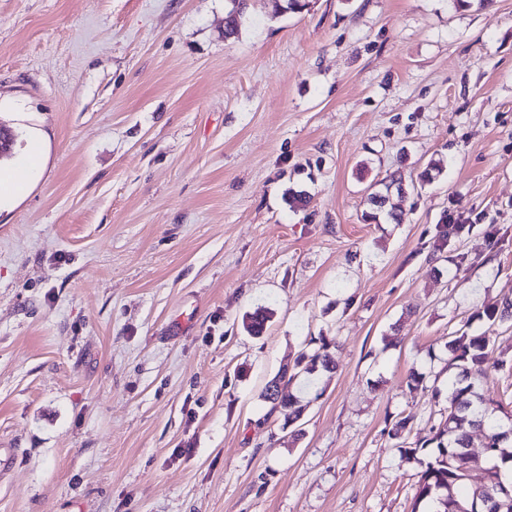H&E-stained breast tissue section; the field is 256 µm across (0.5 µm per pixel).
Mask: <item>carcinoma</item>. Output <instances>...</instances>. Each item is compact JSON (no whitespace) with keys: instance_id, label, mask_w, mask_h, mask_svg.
Here are the masks:
<instances>
[{"instance_id":"1","label":"carcinoma","mask_w":512,"mask_h":512,"mask_svg":"<svg viewBox=\"0 0 512 512\" xmlns=\"http://www.w3.org/2000/svg\"><path fill=\"white\" fill-rule=\"evenodd\" d=\"M483 315L491 323L511 319L512 302L505 301L500 309L487 307ZM268 318L269 312L259 308L246 315L245 326L258 335ZM490 341L491 336L486 333L476 336L463 333L448 341V369L457 371L456 379L448 383V418L432 437L421 443L423 448L435 445L436 452L425 465L416 495L419 503L429 499L437 501L441 512H512V481L505 480V474L512 471V426L502 424L497 418L502 405L484 399L479 393V378H462L471 367L484 362ZM329 348L326 338H320L319 346L310 354H301L294 367L308 374L319 367L332 370ZM264 399L270 402L271 410L283 415L287 425L295 423L302 415L303 408L291 393L272 400L266 391ZM471 429L484 431L486 451L481 456L467 451ZM481 465L498 486L493 500L486 504L483 503L485 490L478 487L470 488L464 497L457 495L458 488L469 479L468 473Z\"/></svg>"}]
</instances>
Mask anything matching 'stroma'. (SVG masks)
<instances>
[{"mask_svg": "<svg viewBox=\"0 0 512 512\" xmlns=\"http://www.w3.org/2000/svg\"><path fill=\"white\" fill-rule=\"evenodd\" d=\"M0 125V512H415L461 333L512 422V0H0ZM42 155L41 142L36 139L30 148V154L24 162V174L19 179H14L8 174L0 175V206L2 201H8L21 196L27 189V182L36 173L38 163ZM319 346L311 353H302L295 361L293 370L302 367L308 374L314 373L320 366L324 371L332 370V359L329 354L330 343L326 338L319 339ZM280 370L268 383L264 392V399L271 404V410L277 411L284 417L285 425L295 423L302 415L303 408L297 398L288 391V395H280L274 401L269 397V384L273 383L281 374Z\"/></svg>", "mask_w": 512, "mask_h": 512, "instance_id": "stroma-1", "label": "stroma"}]
</instances>
